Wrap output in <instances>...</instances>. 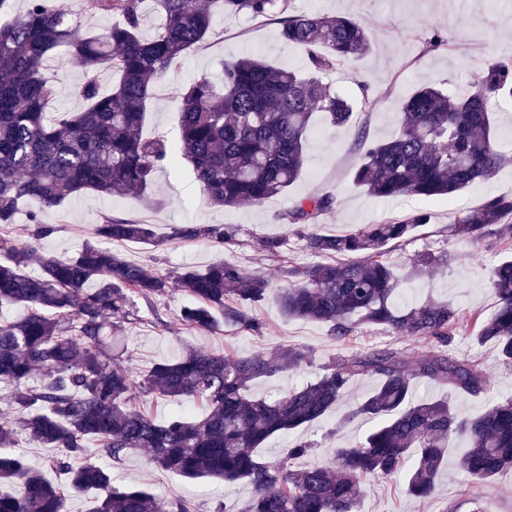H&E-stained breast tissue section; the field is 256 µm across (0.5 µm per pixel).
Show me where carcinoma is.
Instances as JSON below:
<instances>
[{
    "instance_id": "obj_1",
    "label": "carcinoma",
    "mask_w": 512,
    "mask_h": 512,
    "mask_svg": "<svg viewBox=\"0 0 512 512\" xmlns=\"http://www.w3.org/2000/svg\"><path fill=\"white\" fill-rule=\"evenodd\" d=\"M153 2L163 23L152 34L142 31L145 0H80L82 14L121 18L102 32L81 29L50 0H26L23 14L0 24V225L15 223L20 203H35L29 223L33 236L45 237L52 227L42 223L43 210L86 193L143 196L157 169L181 160L191 165L211 205L259 204L300 177L315 113L342 127L373 112L367 83H359V94L351 96L322 80L370 50L366 28L347 16L301 14L281 21L280 37L304 48V69L254 55L228 62L220 77L203 75L176 89L177 143L146 137L142 128L154 79L180 69L191 50L215 35L216 16L265 18L285 12L288 0ZM58 48L83 70L84 107L49 120L45 105L55 86L47 61ZM104 70L118 75L107 92L99 80ZM508 100L511 59L489 64L471 91L452 94L431 83L417 87L402 102L390 138L359 142L353 181L374 197L448 201L490 180L512 165V156L496 145L493 110ZM332 204L330 196H307L285 219L311 226L305 246L312 253L357 259L283 272L288 285L278 289L280 312L326 326L338 342L374 325L428 346L338 355L316 381L276 398L253 395L250 386L302 367L310 360L306 348L291 345L246 357L189 349L140 377L112 356L114 334L135 315L133 297L150 304L175 285L194 299L182 310L186 325L210 333L226 326L259 330L250 310L271 292L266 276L248 275L228 262L153 274L103 246L154 243L153 225L111 216L75 255L42 258L35 275L26 272L33 249L0 236V308L23 311L0 323V388L16 410L15 417L0 418V484L13 486L0 493V512H67L69 497L89 490L95 492L93 512H192L185 499L159 500L143 488L113 486L109 468L84 460L91 438L114 463L146 450L151 465L182 478L228 485L245 480L253 490L247 512H358L363 480L403 471L408 494L427 499L436 491L448 440L456 436L466 440L461 465L472 483H490L512 468V397L475 417L458 406L487 386L479 363L446 351L458 309L435 299L396 304L400 282L388 260L390 245L429 224V213L327 235L317 221ZM450 232L512 245V197L486 198L466 210ZM172 237L226 244L234 231L194 224L174 229ZM489 282L496 306L476 320L475 338L494 344L500 361L512 365V260L494 266ZM368 376L378 377L379 384L348 413L376 422L361 441L334 448L326 463L308 460L311 444L301 440L291 441L279 460L259 456L268 439L321 419L351 380ZM421 383L448 387V397H414ZM143 393L176 401L199 398L207 411L201 417L176 412L159 423L134 404ZM20 435L59 450L53 465L64 475L62 482L46 480L12 450ZM76 461L81 465L73 466Z\"/></svg>"
}]
</instances>
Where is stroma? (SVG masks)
<instances>
[{
  "mask_svg": "<svg viewBox=\"0 0 512 512\" xmlns=\"http://www.w3.org/2000/svg\"><path fill=\"white\" fill-rule=\"evenodd\" d=\"M288 11L348 15L368 29L370 53L336 67L327 80L334 88L349 93L357 92L359 81H367L375 108L365 123L355 120L336 128L318 122V130L309 140L303 172L285 194L259 205L215 208L206 203L191 166L180 162L156 172L152 205H144L135 196L90 193L43 211V223L52 225L54 231L39 241H32L30 224L23 213L18 214L11 228L0 226V235L8 231L20 242H34L42 256L66 257L89 239L95 224L111 215L153 225L155 243L126 242L116 247L127 259L143 263L152 271L170 273L187 266L203 269L226 261L247 273L267 275L273 287L280 288L285 284L280 268L313 266L323 261L322 256L304 247L309 226L291 224L284 218L295 201L306 196L332 197L333 206L320 217L318 228L335 234L362 224L399 219L417 210L427 211L430 224L415 229L390 254L403 278L399 303L410 306L432 296L449 300L459 309L460 321L448 350L476 360L489 378L486 392L462 402L466 414L480 415L496 401L512 396V367L501 363L495 347L475 341L472 323L473 314L487 316L493 312L496 298L488 282L490 270L512 257V252L493 238L471 242L449 235L448 227L458 213L479 205L487 197L512 196V167L501 169L489 182L459 193L448 203L410 195L376 199L354 184L353 174L360 159L359 139H387L396 128L401 101L416 86L433 81L445 88L462 90L477 83L485 65L500 59L503 51L512 47V0H291ZM215 30V36L189 53L179 71L157 78L156 93L147 106L145 136L177 141L174 87L203 75L219 74L225 62L259 55L287 67L305 65L303 50L280 38L277 16H220L215 20ZM436 31L447 38V49H427L426 43ZM50 73L56 95L48 104V111L81 108L83 100L77 93L82 80L80 66L61 51L53 60ZM188 224H227L235 228L236 235L225 246L206 239L173 237L174 228ZM272 238L282 243L275 254L266 249L267 240ZM426 251L445 255V262L419 277H410L414 260ZM191 302V296L178 288L171 289L155 307L137 302V320L122 331L119 352L124 363L143 375L155 363L177 359L189 348L240 357L288 345L308 348V365L259 379L251 386L253 394L275 396L315 381L323 366L337 355L406 345L405 340L377 326L361 328L343 342H336L322 324L283 317L271 299L252 310L262 324L260 332L228 327L223 333L212 335L182 324L180 313ZM377 383L374 377L353 379L335 409L298 430V437L311 443L313 460L327 461L337 444L362 437L366 424L347 419L346 413ZM465 447L462 439L449 440L448 465L441 472L433 498L419 501L409 497L403 476L370 477L361 485L359 512H512V471L497 475L488 485L472 484L459 464ZM112 474L120 487L145 486L163 498L186 497L194 512H245L251 499L247 484H238L228 492L216 480L189 481L151 466L144 451L113 465Z\"/></svg>",
  "mask_w": 512,
  "mask_h": 512,
  "instance_id": "35a3bbf8",
  "label": "stroma"
}]
</instances>
